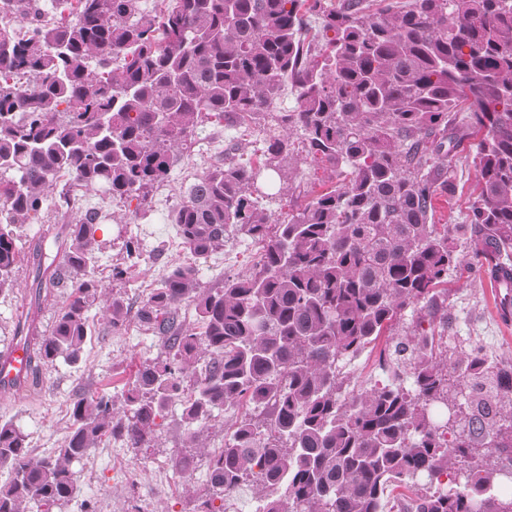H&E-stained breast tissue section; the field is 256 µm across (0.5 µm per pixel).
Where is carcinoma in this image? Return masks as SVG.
<instances>
[{
    "label": "carcinoma",
    "mask_w": 512,
    "mask_h": 512,
    "mask_svg": "<svg viewBox=\"0 0 512 512\" xmlns=\"http://www.w3.org/2000/svg\"><path fill=\"white\" fill-rule=\"evenodd\" d=\"M375 2L171 0L154 15L140 0H51L70 5L52 21L36 0H0V295L16 288L15 228L38 221L59 177L140 207L210 119L265 133L263 166L225 150L170 214L195 257L241 236L262 245L256 268L205 288L198 267L175 266L137 313L165 357L140 364L120 411L107 392L74 398L54 455L0 423V468L13 473L0 512H53L75 493L73 462L106 439L150 447L174 402L198 449L214 412L247 406L209 454L194 512H224L245 485L256 512H512V496L490 493L505 470L486 461L512 448V364L472 339L448 352L457 245L432 223L466 111L481 134L475 259L512 270V0ZM293 136L337 181L281 222L263 199L294 191ZM96 221L85 211L55 254L29 256L35 305L62 271L74 280L33 341L38 367L77 361L91 338ZM409 308L429 330L395 332ZM108 312L114 327L127 320L119 297ZM388 333L387 380L344 392L347 364Z\"/></svg>",
    "instance_id": "1"
}]
</instances>
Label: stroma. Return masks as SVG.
Returning a JSON list of instances; mask_svg holds the SVG:
<instances>
[{
	"label": "stroma",
	"instance_id": "obj_1",
	"mask_svg": "<svg viewBox=\"0 0 512 512\" xmlns=\"http://www.w3.org/2000/svg\"><path fill=\"white\" fill-rule=\"evenodd\" d=\"M200 142L174 154L171 173L150 196L148 206H132L112 199L104 189L88 190L68 178H60L46 192L47 209L41 223L26 224L17 231L21 253H28L39 237H54L67 224L70 212L63 192H70L79 206L98 214L95 239L97 263L94 275L102 285L100 298L89 311L92 338L77 363L56 361L41 366L36 381L14 396L0 395V422L9 421L26 435L30 450L37 456L53 455L71 430L69 405L80 393L110 392L133 379L138 366L156 358L160 344L140 326L133 313L153 288L159 287L172 266L197 264L204 287L220 288L226 275L252 271L260 260L261 246L239 237L208 258L195 259L183 246L168 214L181 200L188 186L212 163L221 160L227 143L239 144L238 159L256 164L262 154L261 132L255 126L225 127L211 120L199 133ZM477 139L467 135L451 153L454 189L436 204L438 224H463L475 197L476 171L473 156ZM333 183L330 165L318 157H302L294 173L298 195L271 199L269 208L278 220H286L308 196ZM136 242L142 253L135 271H128L125 245ZM125 271L113 277L114 268ZM17 286L12 294L0 296V349L15 340L18 318L34 302L32 268L20 262L15 269ZM448 339L460 342L476 338L491 357L512 360V326H505L495 312L492 288L481 278L461 268L448 273ZM122 298L132 316L119 328L110 327L106 312L112 297ZM186 430L181 410L172 407L150 448L131 449L118 441L102 442L89 458L74 462L78 485L76 497L63 505L61 512H83L85 500H93L96 512H192L194 495L207 482V460L199 458L186 475H177L170 459L185 448Z\"/></svg>",
	"mask_w": 512,
	"mask_h": 512
}]
</instances>
